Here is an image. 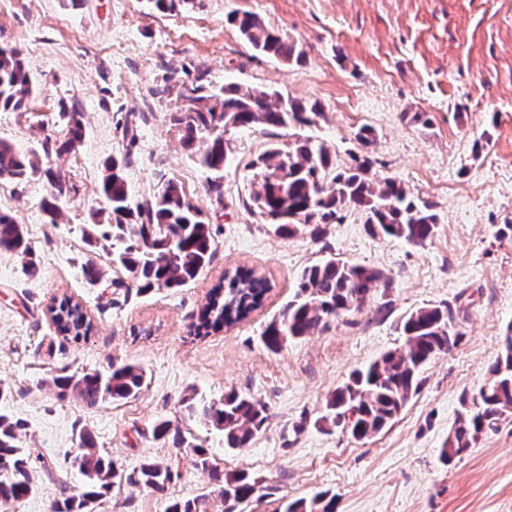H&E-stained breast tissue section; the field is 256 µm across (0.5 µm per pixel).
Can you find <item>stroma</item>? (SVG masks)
Listing matches in <instances>:
<instances>
[{"mask_svg":"<svg viewBox=\"0 0 512 512\" xmlns=\"http://www.w3.org/2000/svg\"><path fill=\"white\" fill-rule=\"evenodd\" d=\"M245 11L294 41L303 61L258 55L227 21ZM0 47L21 53L36 87L26 110L0 111V140L39 149L75 99L85 124L81 146L57 160L71 187L57 224L41 208L46 183L0 180V212L24 226L37 266L28 273L25 259L0 253V390L8 394L0 412L21 422L23 447L52 467L36 469L31 493L0 512H52L63 479L82 489L70 461L85 432L119 471L158 460L175 474L162 493L113 484L95 512H166L170 500L204 493L218 501L195 445L214 468L247 472L283 500L328 493L335 512H512V421L462 458L440 459L462 396L485 385L512 323V237L497 235L512 224V0H174L165 10L150 0H0ZM200 69L217 87L318 103L323 116L305 135L329 149L336 167L370 155L375 178L397 179L432 202L433 237L413 245L372 235L353 208L323 239L276 234L248 206L251 164L269 135L229 130L223 170H207L171 123L177 93H156ZM140 112L146 119L131 145L123 125ZM417 112L427 123L413 121ZM364 126L374 134L367 148L356 138ZM114 158L125 162L134 201L173 180L207 217L217 250L193 282L143 293L86 284L85 262L110 264L111 243H88L82 229L107 220L98 189ZM216 180L220 199L208 191ZM329 257L373 268L386 284L371 289L361 312L268 349L265 325L292 299L302 270ZM243 264L272 285L263 307L231 329L196 336L208 291ZM64 297L80 303L87 336L56 333L48 307ZM448 302L461 340L425 366L421 388L388 429L358 440L317 426L329 395L355 370L401 348V316ZM124 364L145 374L127 400L89 407L50 383L64 367L104 374ZM231 392L268 409L245 448L225 447L223 430L187 409ZM160 419L179 428L185 447L153 438Z\"/></svg>","mask_w":512,"mask_h":512,"instance_id":"stroma-1","label":"stroma"}]
</instances>
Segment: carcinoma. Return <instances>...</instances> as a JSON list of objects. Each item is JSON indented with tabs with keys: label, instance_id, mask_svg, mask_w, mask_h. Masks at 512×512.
Segmentation results:
<instances>
[{
	"label": "carcinoma",
	"instance_id": "carcinoma-1",
	"mask_svg": "<svg viewBox=\"0 0 512 512\" xmlns=\"http://www.w3.org/2000/svg\"><path fill=\"white\" fill-rule=\"evenodd\" d=\"M228 21L252 48L263 56L286 64L298 63L302 52L294 42L267 27L250 12L232 14ZM206 73L181 82L182 106L171 122L181 131L184 150L199 155L200 164L219 172L224 168L228 149L224 133L228 128L261 127L270 136L284 128L311 127L322 116L318 106L286 98L276 90L227 84L213 90L205 85ZM34 87L23 60L14 50L0 49V110L18 112L27 106ZM58 137L47 138L41 151L22 150L0 141V178L24 181L43 177L52 192L43 201L49 223H57V202L69 192L65 175L52 167V159L74 151L84 137L81 103L75 101L61 113ZM122 163L114 159L106 167L99 197L112 220L90 224L83 236H93L122 245L112 253L117 267L138 286L178 288L195 280L216 252L211 225L189 200L183 188L168 181L150 199L132 203L121 173ZM373 162L366 156L353 157V165L338 169L328 149L300 135L288 142L273 141L253 164L254 188L249 200L253 209L275 226L281 235L309 230L321 238L325 226L342 221V212L354 207L364 216L367 230L421 245L434 235L437 215L434 204L409 196L393 178L376 179ZM0 251L22 258L32 255L23 225L8 214H0ZM382 283L379 272L328 258L306 267L298 280L294 299L262 332L265 346L279 350L288 340L309 336L325 329L333 319L349 316L364 305L369 290ZM272 285L254 271L239 266L214 285L200 309L196 329L203 334L220 332L245 320L264 303ZM58 333L73 338L91 330L79 303L63 299L50 307ZM455 321L453 305L446 303L418 308L405 314L400 328L403 346L384 354L363 370L353 372L347 383L338 387L326 402V411L316 424L323 428L349 427L361 439L381 433L397 416L421 384L422 367L435 354L455 346L460 332L448 334L446 326ZM489 380L473 397L461 399L456 424L441 448V459L452 462L478 441L487 429L512 418V324L504 337L503 351L488 369ZM59 395L75 394L88 406L121 401L136 396L144 384V374L136 366H115L103 376L96 372L69 373L62 368L52 377ZM200 414L224 430L228 448L246 447L268 419L262 402L238 393L224 396L219 403L205 405ZM22 426L0 413V502H16L33 489L32 461L45 470L50 465L31 449L19 444ZM79 452L72 463L85 479L84 489L65 494L55 502L54 512H85V501L98 497L115 482L145 486L162 492L172 482L170 468L159 461H147L132 473H119L91 440L80 435ZM190 448L196 465L211 473L220 487L224 512H236V504L254 494L257 480L245 472L220 473L209 464L207 451L197 445L175 440ZM207 495L175 500L168 512H210ZM276 512H335L334 499L320 493L312 500L298 499Z\"/></svg>",
	"mask_w": 512,
	"mask_h": 512
}]
</instances>
